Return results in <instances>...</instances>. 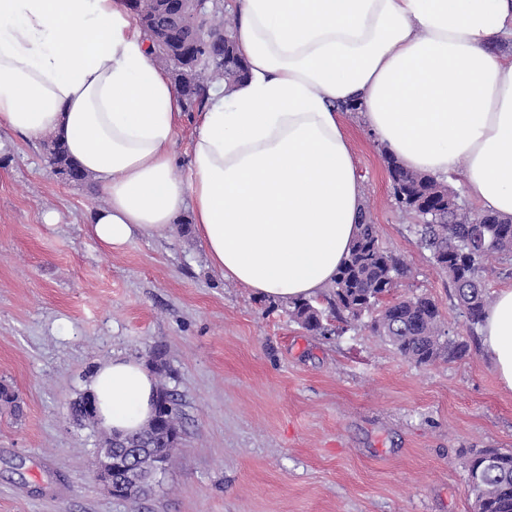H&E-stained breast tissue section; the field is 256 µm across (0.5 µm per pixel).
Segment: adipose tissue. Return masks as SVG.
Listing matches in <instances>:
<instances>
[{"mask_svg": "<svg viewBox=\"0 0 512 512\" xmlns=\"http://www.w3.org/2000/svg\"><path fill=\"white\" fill-rule=\"evenodd\" d=\"M244 77L210 92L188 174H174L184 100L124 0H0V130L52 136L102 188L86 218L119 249L189 214L209 264L261 297L310 299L359 231L364 185L341 121L357 106L410 171H463L479 209L512 216V0H235ZM481 332L512 391V286ZM140 362L96 369L109 431L154 416Z\"/></svg>", "mask_w": 512, "mask_h": 512, "instance_id": "adipose-tissue-1", "label": "adipose tissue"}]
</instances>
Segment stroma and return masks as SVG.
I'll return each mask as SVG.
<instances>
[{
  "mask_svg": "<svg viewBox=\"0 0 512 512\" xmlns=\"http://www.w3.org/2000/svg\"><path fill=\"white\" fill-rule=\"evenodd\" d=\"M341 120L364 212L407 268L383 304L430 296L468 355L415 365L367 315L308 332L287 302L225 281L186 214L110 249L87 229L97 184L61 180L43 139L1 131L0 383L23 414L0 407V512H472L469 451L512 452V391L417 245L383 147L359 113ZM115 357L144 363L182 426L173 465L132 501L94 476L104 429L69 412Z\"/></svg>",
  "mask_w": 512,
  "mask_h": 512,
  "instance_id": "obj_1",
  "label": "stroma"
}]
</instances>
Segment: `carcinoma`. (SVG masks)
<instances>
[{
	"label": "carcinoma",
	"instance_id": "cac0c4a2",
	"mask_svg": "<svg viewBox=\"0 0 512 512\" xmlns=\"http://www.w3.org/2000/svg\"><path fill=\"white\" fill-rule=\"evenodd\" d=\"M188 25H200L207 33L199 36L194 53L202 65L193 67L189 52L174 60L168 49L152 44L154 61L167 69L185 102V110H200L212 83H232L242 76L243 65L232 39V24L224 21V2L214 0L204 15L189 18ZM48 163L68 182H83L87 175L69 159L62 144L50 140L44 144ZM393 180L394 197L406 213H418L426 206L425 219L414 224L417 243L430 252L435 266L448 276L454 297L466 323L474 327L483 321L487 307L486 260L494 255L512 256V219L492 212L474 213L461 201L459 194L436 178L408 171L392 155L384 154ZM406 273L398 258L379 243L375 225L361 220L360 231L336 278L328 285L326 301L336 321L348 327L363 315L375 310L381 297L397 287ZM377 311V310H375ZM288 315L310 332L324 330L323 311L313 300L289 303ZM371 328L385 338L400 356L418 365H431L441 358L448 360L467 354V341L445 337L439 308L430 296L399 299L377 311ZM168 398L166 419L157 428H145L127 436L132 444L147 446L137 461L136 480L125 473L113 474L116 497L129 499L151 488L155 459L171 462L180 442V415L177 403L165 388ZM479 470L482 478L467 485L473 498L474 512H512V453L482 448L470 453L468 471Z\"/></svg>",
	"mask_w": 512,
	"mask_h": 512
}]
</instances>
